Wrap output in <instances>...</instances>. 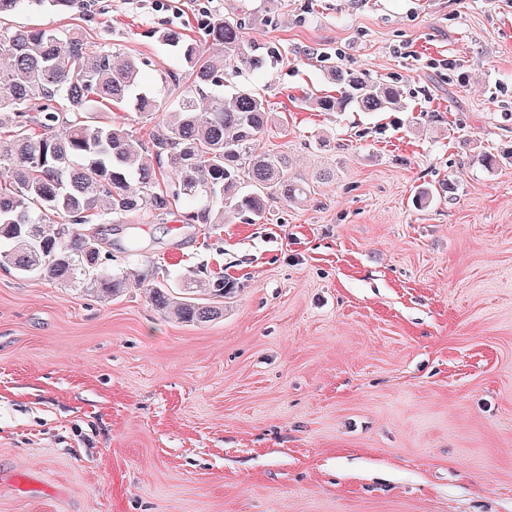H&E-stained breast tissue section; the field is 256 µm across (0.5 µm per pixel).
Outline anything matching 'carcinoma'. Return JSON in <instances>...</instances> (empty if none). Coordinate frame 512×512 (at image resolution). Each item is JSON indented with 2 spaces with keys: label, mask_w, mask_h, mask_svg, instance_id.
<instances>
[{
  "label": "carcinoma",
  "mask_w": 512,
  "mask_h": 512,
  "mask_svg": "<svg viewBox=\"0 0 512 512\" xmlns=\"http://www.w3.org/2000/svg\"><path fill=\"white\" fill-rule=\"evenodd\" d=\"M77 0H0V18L20 10H65ZM203 39L183 29L159 33L185 68L180 77L161 72L145 85L148 61L114 63V43L91 42L83 33L50 27L0 26V267L24 278L37 276L64 287L116 296L129 277L104 266L103 242L88 224H111L134 215L170 213L184 202L187 224H222L227 213L263 217L269 203L297 200L308 186L288 172V157L259 148L269 106L258 92L224 94V69L242 64L269 71L275 51L249 39L245 18L216 15L201 23ZM341 95L308 97L320 112L354 109L387 112L400 104L399 88L347 70L334 69ZM180 90L150 140L119 118L99 120L111 103L152 116L158 93ZM152 152L174 180L161 182L142 160ZM165 287L151 290L163 313L187 323H206L222 309Z\"/></svg>",
  "instance_id": "obj_1"
}]
</instances>
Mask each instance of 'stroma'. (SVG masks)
Wrapping results in <instances>:
<instances>
[{"label": "stroma", "instance_id": "1", "mask_svg": "<svg viewBox=\"0 0 512 512\" xmlns=\"http://www.w3.org/2000/svg\"><path fill=\"white\" fill-rule=\"evenodd\" d=\"M87 2L5 23L80 28L149 82L181 70L157 31L242 0ZM251 2L277 60L224 77L309 192L104 227L136 282L104 302L0 268V512H512V0ZM335 67L403 109L301 108ZM195 271L229 282L220 317L153 306Z\"/></svg>", "mask_w": 512, "mask_h": 512}]
</instances>
